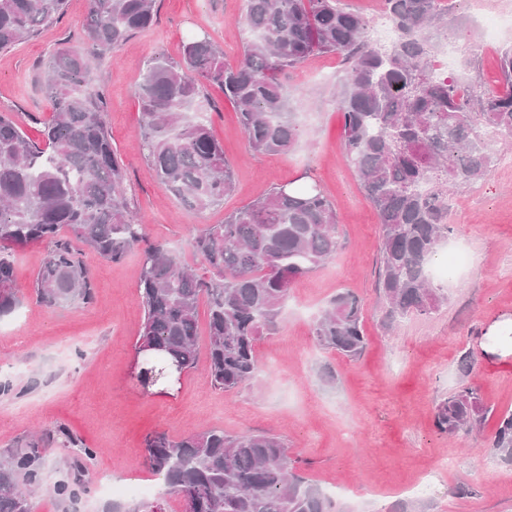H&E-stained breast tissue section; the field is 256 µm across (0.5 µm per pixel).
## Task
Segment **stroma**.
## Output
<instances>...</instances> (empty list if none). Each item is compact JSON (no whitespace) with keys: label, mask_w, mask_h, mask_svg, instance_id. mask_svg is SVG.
Instances as JSON below:
<instances>
[{"label":"stroma","mask_w":512,"mask_h":512,"mask_svg":"<svg viewBox=\"0 0 512 512\" xmlns=\"http://www.w3.org/2000/svg\"><path fill=\"white\" fill-rule=\"evenodd\" d=\"M243 6V0H157L153 25L112 56H88L94 84L104 94L127 196L150 241L198 267L202 261L193 258L190 242L201 229L223 223L225 214L272 187L303 179L336 207L335 256L292 282L277 330L257 343L254 379L228 395L211 387L199 367L169 396L142 393L131 380L144 317L138 251L118 262L84 252L94 300L49 309L32 291L46 244L17 249L21 302L0 317V452L33 431L61 427L95 449L85 463L88 490L74 503L55 492L60 481L71 479L74 455L50 444L37 512H108L113 498L99 486L102 470L111 473L113 484L148 488V500L164 503L165 512H182L181 500L149 470L145 438L154 431L204 428L279 436L316 486L335 483L341 512H512V462L501 461L490 446L498 415L512 411V349L489 346L485 339L490 326L512 319V168L492 165L483 179L454 193L448 239L469 253L470 263L435 281L443 302L429 316L386 328L376 288L378 217L342 147L336 80L341 55L312 56L281 73L302 131L285 154L250 151L234 107L218 87L204 85L203 95L215 107L214 134L234 169L235 190L222 206H184L159 183L138 147L135 90L147 61L181 60L184 41L199 35L235 62L247 37L239 21ZM85 15L86 0H68L57 24L0 54V112L13 113L32 140H40L52 115L41 90L48 53L84 49ZM448 20L476 55L466 69L470 82L494 85L498 50L512 45V30L502 29L498 47L486 49L482 16L457 4ZM344 288L363 307L368 337L354 359L319 346L313 336L316 318ZM462 385L477 389L491 412L482 429L450 438L437 431L435 408ZM444 457L454 468L426 494L404 491L410 478Z\"/></svg>","instance_id":"1"}]
</instances>
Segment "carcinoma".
I'll list each match as a JSON object with an SVG mask.
<instances>
[{"label":"carcinoma","instance_id":"carcinoma-1","mask_svg":"<svg viewBox=\"0 0 512 512\" xmlns=\"http://www.w3.org/2000/svg\"><path fill=\"white\" fill-rule=\"evenodd\" d=\"M85 42L112 56L149 27L156 0H86ZM400 37L382 47L367 39L368 22L342 0H244L249 38L233 65L209 38L183 44L182 61L150 60L137 98L140 149L158 181L182 204L206 210L234 190L231 164L214 136L203 83L221 88L236 108L249 149L291 151L300 138L292 97L279 79L310 56L340 54L347 68L339 92L343 149L379 218V288L394 324L431 314L442 302L428 265L448 237V196L481 180L494 159L484 130L512 138V47L500 50L499 84L458 94L457 79L437 77L429 59L448 36L444 0H384ZM67 0H0V51L36 36L64 15ZM43 89L52 116L34 142L9 113H0V316L19 303L15 249L49 244L33 281L38 301L59 307L90 303L88 267L72 243L118 261L143 251L139 284L144 318L137 343L154 361L137 371L139 388L160 383L159 369L189 373L198 361V307L208 306L206 373L232 394L258 372L256 343L277 327L290 283L331 259L338 248L335 205L315 186L295 193L282 185L210 224L191 241L211 276L189 269L149 241L124 192L125 171L112 147L102 92L87 88L85 57L68 48L48 58ZM323 347L357 358L367 346L363 310L348 289L317 317ZM488 410L467 386L441 400L439 433L454 436L482 425ZM491 448L512 460V412L499 418ZM46 440L32 436L0 459V512H34ZM146 463L168 492L190 500L191 512H339L335 499L297 472L291 453L268 433L218 429L145 440Z\"/></svg>","mask_w":512,"mask_h":512}]
</instances>
